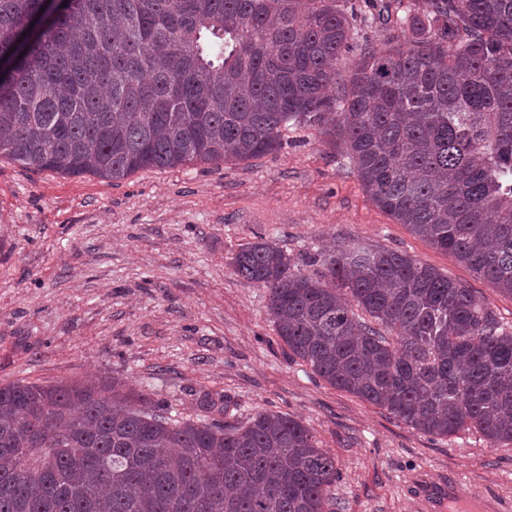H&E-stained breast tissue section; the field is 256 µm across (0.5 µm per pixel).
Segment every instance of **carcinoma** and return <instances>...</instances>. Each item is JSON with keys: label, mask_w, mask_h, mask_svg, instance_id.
I'll return each instance as SVG.
<instances>
[{"label": "carcinoma", "mask_w": 512, "mask_h": 512, "mask_svg": "<svg viewBox=\"0 0 512 512\" xmlns=\"http://www.w3.org/2000/svg\"><path fill=\"white\" fill-rule=\"evenodd\" d=\"M76 2L0 0V156L111 182L313 126L378 208L512 297V0L385 6L367 22L411 39L364 48L340 93L336 0ZM315 262L262 234L234 258L290 356L422 434L512 445V331L475 289L354 240ZM229 409L205 393L180 419L115 379L0 385V512H334L310 428Z\"/></svg>", "instance_id": "obj_1"}]
</instances>
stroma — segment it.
<instances>
[{"instance_id": "1", "label": "stroma", "mask_w": 512, "mask_h": 512, "mask_svg": "<svg viewBox=\"0 0 512 512\" xmlns=\"http://www.w3.org/2000/svg\"><path fill=\"white\" fill-rule=\"evenodd\" d=\"M353 15L344 81L361 47L405 42L367 26L380 0H339ZM262 234L299 269L345 239L413 256L475 288L504 326L512 297L413 234L370 200L342 145L289 129L278 152L239 165L146 169L106 183L27 169L0 157V385L121 380L126 389L199 412L203 393L238 408L299 418L336 459L338 512H512V446L463 430L419 433L330 386L289 356L266 291L233 271Z\"/></svg>"}]
</instances>
